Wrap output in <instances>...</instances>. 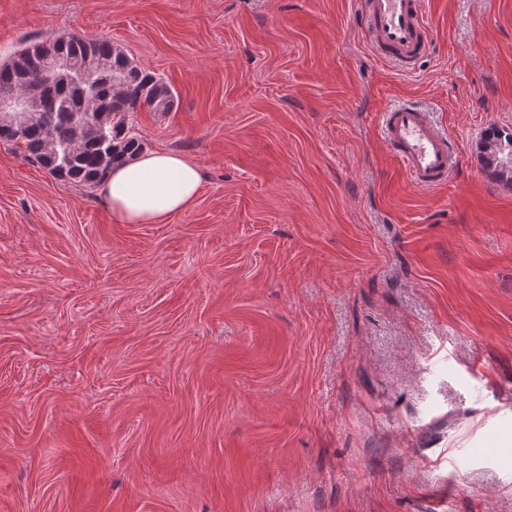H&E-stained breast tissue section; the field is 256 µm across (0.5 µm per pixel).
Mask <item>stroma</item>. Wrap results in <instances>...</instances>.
Returning <instances> with one entry per match:
<instances>
[{
	"label": "stroma",
	"instance_id": "35a3bbf8",
	"mask_svg": "<svg viewBox=\"0 0 512 512\" xmlns=\"http://www.w3.org/2000/svg\"><path fill=\"white\" fill-rule=\"evenodd\" d=\"M410 72L359 0H0V60L107 38L175 90L163 224L0 142V512H512V0H424ZM411 99L454 139L416 187ZM382 138L412 182L421 188H437L447 182L458 161L449 135L427 112L403 103L383 114ZM483 139L481 152L487 169L493 167L494 176L507 173L512 181V129L492 127Z\"/></svg>",
	"mask_w": 512,
	"mask_h": 512
}]
</instances>
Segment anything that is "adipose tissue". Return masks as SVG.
<instances>
[{"mask_svg":"<svg viewBox=\"0 0 512 512\" xmlns=\"http://www.w3.org/2000/svg\"><path fill=\"white\" fill-rule=\"evenodd\" d=\"M199 166L180 154L145 150L113 168L100 191L118 224H162L191 208L200 193Z\"/></svg>","mask_w":512,"mask_h":512,"instance_id":"ef3b65f1","label":"adipose tissue"}]
</instances>
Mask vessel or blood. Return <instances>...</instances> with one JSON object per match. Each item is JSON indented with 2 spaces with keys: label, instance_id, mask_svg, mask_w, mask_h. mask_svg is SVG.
Wrapping results in <instances>:
<instances>
[{
  "label": "vessel or blood",
  "instance_id": "b4317fda",
  "mask_svg": "<svg viewBox=\"0 0 512 512\" xmlns=\"http://www.w3.org/2000/svg\"><path fill=\"white\" fill-rule=\"evenodd\" d=\"M364 31L376 57L407 70L429 44L422 0H362ZM382 138L412 182L432 189L447 182L458 154L449 135L410 103L383 115Z\"/></svg>",
  "mask_w": 512,
  "mask_h": 512
}]
</instances>
